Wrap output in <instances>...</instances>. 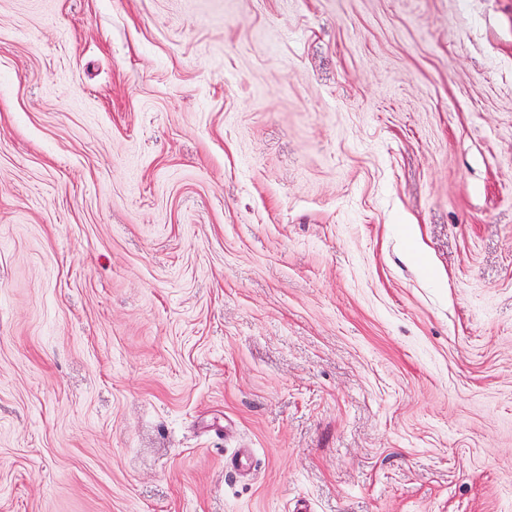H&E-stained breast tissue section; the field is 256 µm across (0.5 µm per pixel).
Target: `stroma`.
I'll use <instances>...</instances> for the list:
<instances>
[{
  "label": "stroma",
  "mask_w": 512,
  "mask_h": 512,
  "mask_svg": "<svg viewBox=\"0 0 512 512\" xmlns=\"http://www.w3.org/2000/svg\"><path fill=\"white\" fill-rule=\"evenodd\" d=\"M512 512V0H0V512Z\"/></svg>",
  "instance_id": "stroma-1"
}]
</instances>
